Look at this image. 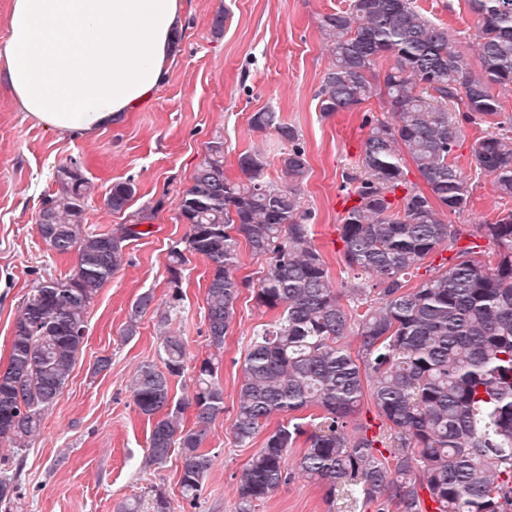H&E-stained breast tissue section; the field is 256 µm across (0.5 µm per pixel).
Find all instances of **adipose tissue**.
Masks as SVG:
<instances>
[{
	"label": "adipose tissue",
	"instance_id": "ef3b65f1",
	"mask_svg": "<svg viewBox=\"0 0 512 512\" xmlns=\"http://www.w3.org/2000/svg\"><path fill=\"white\" fill-rule=\"evenodd\" d=\"M181 25L182 0H11L0 86L44 127L95 135L151 99Z\"/></svg>",
	"mask_w": 512,
	"mask_h": 512
}]
</instances>
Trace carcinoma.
Here are the masks:
<instances>
[{"label": "carcinoma", "instance_id": "cac0c4a2", "mask_svg": "<svg viewBox=\"0 0 512 512\" xmlns=\"http://www.w3.org/2000/svg\"><path fill=\"white\" fill-rule=\"evenodd\" d=\"M476 19L479 69L448 29L416 0H348L319 17L330 63L317 92L331 117L359 108L374 92L386 116L372 118L355 168L345 173L354 204L338 224L343 257L371 284L334 287L314 241L302 188L310 164L300 130L281 113H253L250 129L274 133L281 181L267 179L259 150L239 155V175L224 170V141L207 143L178 201L186 235L168 249V309L183 301L186 254L209 265L205 321L211 356L195 366L190 395L174 400L170 378L184 373L186 344L163 315L160 362L141 364L128 384L139 412L153 421L146 464L180 459L182 498L197 503L210 459L208 426L224 414L217 354L250 280L238 275L239 244L263 262L255 298L275 312L254 327L233 409V436L252 445L275 415H286L264 439L238 481L237 512L291 482L321 484L328 504L356 512H512V209L481 224L490 251L459 248L463 230L446 216L471 204L469 182L453 161L465 125L493 131L472 146L471 163L512 200V134L498 131L497 88H512V0H468ZM421 184L408 178L409 167ZM56 190L41 200V238L57 255H75L72 271L35 282L15 315L9 361L0 369V445L16 448L39 434L44 413L67 388L82 351L87 313L125 260V243L150 233L143 210L110 232H83L92 185L77 164L54 174ZM402 195H397V192ZM136 192L119 181L105 198L113 212ZM449 265L409 286L413 270L440 248ZM154 296L131 305L124 335L136 334ZM361 339L352 353L351 326ZM391 430L380 450L369 427L347 431L364 399ZM194 427L185 426L186 410ZM19 473L0 471V507L19 489ZM435 504L429 509L427 502Z\"/></svg>", "mask_w": 512, "mask_h": 512}]
</instances>
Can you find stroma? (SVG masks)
Masks as SVG:
<instances>
[{
	"label": "stroma",
	"instance_id": "35a3bbf8",
	"mask_svg": "<svg viewBox=\"0 0 512 512\" xmlns=\"http://www.w3.org/2000/svg\"><path fill=\"white\" fill-rule=\"evenodd\" d=\"M429 19L448 29L476 60L475 19L466 0H417ZM179 51L165 83L121 125L94 136L62 135L25 116L10 92L0 87V368L10 353L13 320L38 277L69 273L74 256L48 249L36 224L44 195L55 188L59 165L80 164L94 191L85 210L84 231L104 233L129 223L145 206L155 209L150 233L127 243L121 269L101 288L87 314V336L70 382L57 404L45 412L39 435L23 451L0 448V463L19 467L20 490L10 512H117L135 502L153 512L156 492L170 502V512H236L238 476L254 453L235 444L232 414L235 390L254 325L268 321L251 291H243L221 356L219 380L224 413L209 427L203 448L212 465L196 506L180 492L179 461L146 466L144 455L152 423L140 414L128 391L137 368L156 360L158 320L168 297L167 252L187 225L177 218V202L213 137L224 140V170L238 173V157L248 149L263 151L277 180L281 146L273 133L249 127L253 112L272 107L303 135L310 172L303 186L304 206L312 212L315 244L323 253L337 287L355 285L342 259L337 226L347 200L342 176L355 166L367 128L364 116H381L375 97L353 112L322 117L317 91L329 63L318 28L321 14L336 11L342 0H182ZM224 30L214 33L216 14ZM482 126L470 124L455 154L472 186V204L451 215L470 243L478 225L494 223L512 201L500 198L492 177L471 164V150ZM133 181L137 192L127 210L105 205L113 183ZM207 262L189 256L183 267L184 300L169 328L187 343L182 376L172 378L171 395L192 390L194 366L209 356L205 289ZM152 293L153 306L137 333L123 336L131 304ZM109 357V370L93 373L97 358ZM255 512H329L320 484L294 478L257 502Z\"/></svg>",
	"mask_w": 512,
	"mask_h": 512
}]
</instances>
